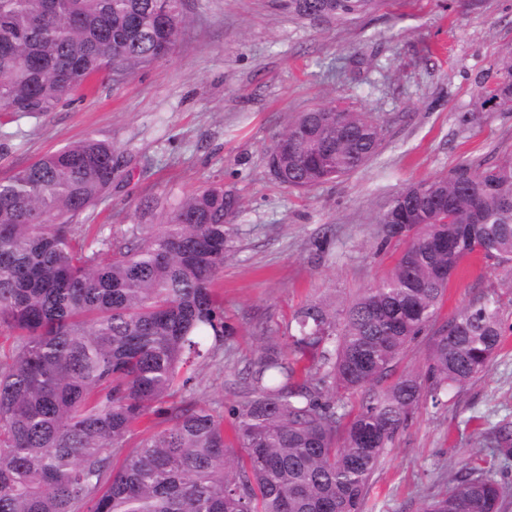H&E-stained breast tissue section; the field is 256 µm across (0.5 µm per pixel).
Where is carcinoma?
I'll use <instances>...</instances> for the list:
<instances>
[{
  "label": "carcinoma",
  "instance_id": "1",
  "mask_svg": "<svg viewBox=\"0 0 512 512\" xmlns=\"http://www.w3.org/2000/svg\"><path fill=\"white\" fill-rule=\"evenodd\" d=\"M378 0H288L300 18L347 21ZM184 0H0V112L53 111L101 75L119 85L171 55ZM480 107L512 112V49ZM383 141L365 112L316 106L267 152L281 186L309 191L363 167ZM122 154L82 139L0 180V512H364L369 482L423 404L485 373L503 339L487 295L438 323L448 283L474 254L512 264V154L461 160L410 183L377 223L416 234L394 268L341 312L299 309L288 342L252 362L224 415L201 403L192 359L224 349L216 284L242 211L211 183L162 207L160 224L88 239L84 225ZM430 335L422 366L391 379ZM359 395L348 409L336 395ZM504 467L512 424L487 433ZM512 496L463 466L424 512H501Z\"/></svg>",
  "mask_w": 512,
  "mask_h": 512
}]
</instances>
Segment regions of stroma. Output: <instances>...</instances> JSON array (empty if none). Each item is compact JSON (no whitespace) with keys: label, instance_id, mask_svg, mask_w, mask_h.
I'll use <instances>...</instances> for the list:
<instances>
[{"label":"stroma","instance_id":"stroma-1","mask_svg":"<svg viewBox=\"0 0 512 512\" xmlns=\"http://www.w3.org/2000/svg\"><path fill=\"white\" fill-rule=\"evenodd\" d=\"M184 12L173 53L125 82L97 79L47 113L0 112V179L73 141H112L123 166L95 230L130 223L146 196L173 201L211 182L236 189L235 249L217 285L236 334L223 360L191 366L201 402L225 410L265 337L286 336L306 304L344 307L394 266L402 245L383 244L376 222L393 195L461 160L487 167L512 152V112L483 110L476 95L512 47V0H380L330 22L297 17L286 0H184ZM333 99L380 122L378 154L307 192L280 186L267 168L273 137ZM486 293L504 323L489 371L447 405L416 412L370 481V512H422L467 462L512 481L485 440L512 422V268L465 259L440 317Z\"/></svg>","mask_w":512,"mask_h":512}]
</instances>
